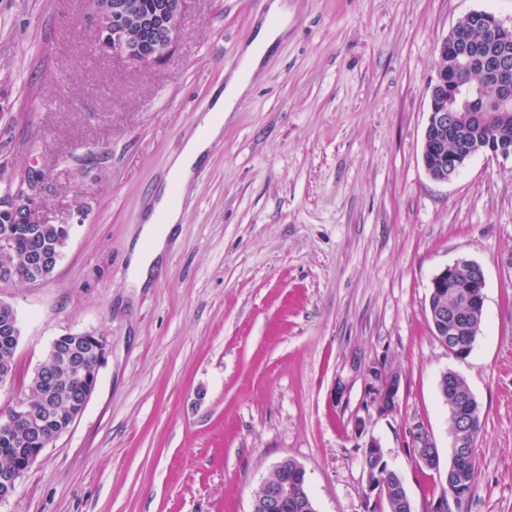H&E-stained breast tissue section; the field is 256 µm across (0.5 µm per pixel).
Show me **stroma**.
Returning a JSON list of instances; mask_svg holds the SVG:
<instances>
[{"label": "stroma", "instance_id": "obj_1", "mask_svg": "<svg viewBox=\"0 0 512 512\" xmlns=\"http://www.w3.org/2000/svg\"><path fill=\"white\" fill-rule=\"evenodd\" d=\"M269 2L187 0L173 56L134 66L100 55L82 0H0V195L38 165L43 214L72 227L47 280L0 283L21 330L0 408L28 398L57 336L107 344L85 412L0 512H251L287 457L318 512H364L371 437L429 512L450 460L447 370L483 414L469 512H512V159L480 153L439 182L422 157L438 43L474 10L512 26V0H288L150 286L130 285L170 158ZM461 257L486 279L463 359L428 316L433 277ZM374 362L400 376L387 417L365 408ZM416 424L438 469L408 455Z\"/></svg>", "mask_w": 512, "mask_h": 512}]
</instances>
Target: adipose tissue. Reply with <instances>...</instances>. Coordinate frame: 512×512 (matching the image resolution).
<instances>
[{
	"label": "adipose tissue",
	"instance_id": "ef3b65f1",
	"mask_svg": "<svg viewBox=\"0 0 512 512\" xmlns=\"http://www.w3.org/2000/svg\"><path fill=\"white\" fill-rule=\"evenodd\" d=\"M284 31L281 25L273 27L262 24L253 40L245 47L240 68L227 77L223 91L217 96L211 112L203 119L204 135L189 139L172 163L174 172L183 181H190L212 142L222 135L226 113L233 111L237 101L250 90L254 75ZM153 210V217L147 218L140 241L135 244L130 255L129 276L139 287L148 282L151 268L163 253L170 233L181 222L183 201L164 190L154 200Z\"/></svg>",
	"mask_w": 512,
	"mask_h": 512
}]
</instances>
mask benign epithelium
<instances>
[{"instance_id":"7a95c632","label":"benign epithelium","mask_w":512,"mask_h":512,"mask_svg":"<svg viewBox=\"0 0 512 512\" xmlns=\"http://www.w3.org/2000/svg\"><path fill=\"white\" fill-rule=\"evenodd\" d=\"M186 0H161L153 15L141 12L138 0H97L93 11L88 13L95 29L102 53L119 57L132 65L161 63L173 55L181 35ZM466 18L478 21L486 32L496 40H512V27L505 26L490 12H471ZM437 55L443 66L437 71L430 85L428 123L424 131L423 156L439 159L435 165L425 169L436 181L448 182L456 178L466 163L476 154L488 152L495 157L512 158V151L495 147L492 143H471L455 154L443 151L448 132L456 130L460 123L473 119L467 108H477V92L465 83L448 81V66L478 67L496 85L498 103L503 119L512 117V58L504 53L498 57H486L471 43L465 31L452 29L448 40L438 46ZM46 173L34 166L28 168L21 181V190L16 194L0 197V217L7 226L0 228V283L8 282L13 274L14 225L44 224L40 214V199L44 189ZM59 253L44 250L34 243L30 246L25 261L36 272L31 282L45 279V272L57 261ZM432 290L443 294L448 288H474L483 292L485 274L482 267L467 258H459L441 270L431 282ZM19 321L15 310L0 302V335L12 338L18 334ZM77 338L92 346L97 353L95 368L84 374V385L80 395L69 409L52 419L43 420L41 414L29 403L15 407L13 419L27 423L34 434L31 439L14 449L16 466L0 473V502L12 497L21 477L30 469L44 447L68 430L84 412L94 392L99 368L105 359L106 344L102 337L79 333ZM400 376L395 372H382V383L377 391L365 386V398L370 410L377 416L393 414L398 407ZM277 477L264 480L266 495L265 512H317L311 509L312 499L304 498L301 489L308 488L306 470L291 458L282 459L273 469ZM367 492L365 502L374 507L383 495V486L378 476L366 472Z\"/></svg>"}]
</instances>
